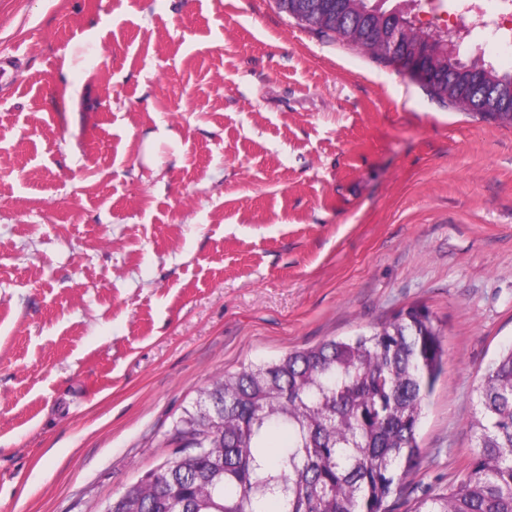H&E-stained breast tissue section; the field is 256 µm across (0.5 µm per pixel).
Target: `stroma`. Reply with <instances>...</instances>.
I'll use <instances>...</instances> for the list:
<instances>
[{"label": "stroma", "instance_id": "35a3bbf8", "mask_svg": "<svg viewBox=\"0 0 512 512\" xmlns=\"http://www.w3.org/2000/svg\"><path fill=\"white\" fill-rule=\"evenodd\" d=\"M1 50L0 512H102L212 377L412 305L448 360L396 512L467 475L512 345V125L275 0H0Z\"/></svg>", "mask_w": 512, "mask_h": 512}]
</instances>
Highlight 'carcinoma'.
Segmentation results:
<instances>
[{"label": "carcinoma", "mask_w": 512, "mask_h": 512, "mask_svg": "<svg viewBox=\"0 0 512 512\" xmlns=\"http://www.w3.org/2000/svg\"><path fill=\"white\" fill-rule=\"evenodd\" d=\"M319 30L392 61L380 39L393 20L367 0H292ZM403 53L428 46L426 87L438 99L512 123V72L448 57L439 34L410 26ZM430 313L411 307L369 333L328 340L214 378L212 419L177 436L188 452L123 491L113 512H394L421 464L418 431L444 364ZM469 430L470 472L412 512H512V346L489 365Z\"/></svg>", "instance_id": "1"}]
</instances>
